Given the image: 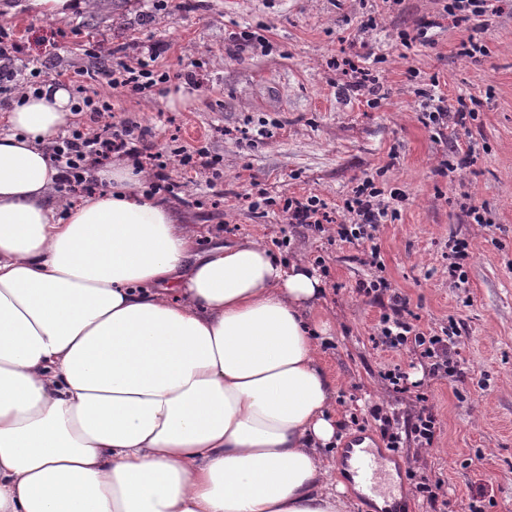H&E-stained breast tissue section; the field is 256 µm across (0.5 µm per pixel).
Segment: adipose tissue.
Returning <instances> with one entry per match:
<instances>
[{"label":"adipose tissue","mask_w":512,"mask_h":512,"mask_svg":"<svg viewBox=\"0 0 512 512\" xmlns=\"http://www.w3.org/2000/svg\"><path fill=\"white\" fill-rule=\"evenodd\" d=\"M73 105L49 85L0 118V512H348L326 280L252 237L198 252L122 163L69 203Z\"/></svg>","instance_id":"obj_1"}]
</instances>
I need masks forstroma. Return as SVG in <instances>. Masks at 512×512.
<instances>
[{"mask_svg":"<svg viewBox=\"0 0 512 512\" xmlns=\"http://www.w3.org/2000/svg\"><path fill=\"white\" fill-rule=\"evenodd\" d=\"M22 0H0V26L13 28L23 56L48 75L95 69L87 38L123 48L149 36L166 45L160 63L170 72H195L184 101L172 80L167 94L147 98L112 91V120H132L152 130L164 146L170 138L203 143L222 162L218 175L203 172L195 186L173 198L176 209L201 230L200 249L252 236L275 256L307 262L324 259L330 290L319 308L333 322L321 361L336 379L338 447L359 439L378 450L389 474L377 493L391 498L389 512H432L415 490V477L442 479L447 512H512V8L490 18L482 34L489 54L474 63L457 47L468 29L453 27L447 0H105L102 10L68 16L70 32L25 15ZM375 29H367L368 18ZM437 20L426 38L401 46L400 31L416 33ZM250 30L266 43L239 49L237 35ZM375 59L384 97L375 106L342 92L336 69L344 42ZM438 77L449 99L468 94L483 105L469 129L454 136L479 151L467 169L440 175L449 150L417 118L415 90ZM379 174L384 190H397L398 220L378 232L379 260L393 288L409 301L419 328L460 329L461 381H432L429 402L440 427L436 447L405 440L387 448L370 414L392 413L393 428L406 429L416 407L411 394L393 392L382 374L393 364L423 375L409 351L374 346L371 336L386 307L359 293L374 269L363 248L337 240L333 229L317 233L288 223L276 205L251 210L240 195L268 188L277 202L318 195L330 209L366 176ZM224 202L212 208L213 191ZM487 206L491 223L474 224L465 208ZM469 244L466 282L448 279V244Z\"/></svg>","mask_w":512,"mask_h":512,"instance_id":"35a3bbf8","label":"stroma"}]
</instances>
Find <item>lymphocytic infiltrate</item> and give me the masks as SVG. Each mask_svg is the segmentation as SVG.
<instances>
[{"label": "lymphocytic infiltrate", "instance_id": "f902f5d3", "mask_svg": "<svg viewBox=\"0 0 512 512\" xmlns=\"http://www.w3.org/2000/svg\"><path fill=\"white\" fill-rule=\"evenodd\" d=\"M87 52L99 61L98 67L89 73V80L112 89H124L131 96L152 95L171 80L168 72L155 67L160 55L158 44L140 42L138 54L124 62L114 61L112 52L102 50L100 44L93 41L89 42ZM48 82L47 76L29 69L21 59L12 29L1 26L0 107L10 105L18 90L38 92ZM420 95L424 103L418 119L424 126L433 128L437 136L468 127L476 118L474 98L461 95L456 101H449L441 91L438 79H431L429 88L421 90ZM74 110L84 114V121L67 136L58 138L50 148L51 160L60 172V183L71 193L91 189V168L115 154L126 156L135 167L151 166L157 189L170 194L185 190L194 183L198 172L216 170L220 163L219 157L211 155L203 145H182L170 154L152 150L147 140V129L130 121L112 125L110 104L104 98L78 97ZM172 155L177 157L182 168V178L178 181L170 179L167 173L168 158ZM397 199V193H386L373 180L363 181L343 202L345 221L336 227L339 240L366 244L370 256H377V233L382 224L396 218ZM283 210L289 223L316 231L322 230L324 223L331 220L327 203L316 196L288 198ZM359 289L364 294L377 299L384 297L389 301V311L379 321L373 336L374 343L395 352L410 349L423 367V375L417 381L411 380L409 373L398 366L383 372L382 378L396 392H414L419 408L412 418L410 432L420 447H433L438 438L437 418L427 405L428 398L423 388L434 379L453 381L460 378L454 336L420 331L411 320L407 298L393 289L384 266H377L374 275L361 282Z\"/></svg>", "mask_w": 512, "mask_h": 512}]
</instances>
